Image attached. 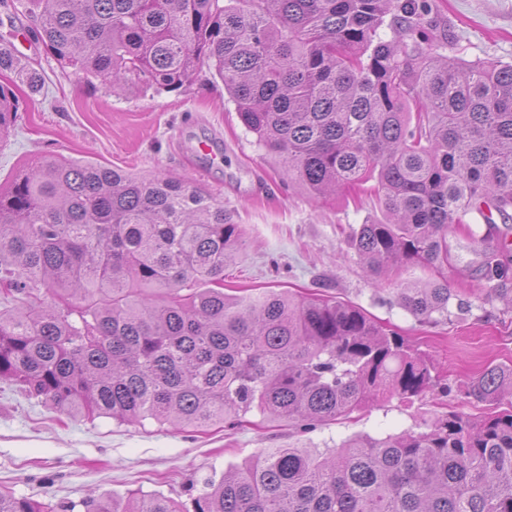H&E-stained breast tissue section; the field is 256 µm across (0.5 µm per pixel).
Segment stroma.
<instances>
[{
	"mask_svg": "<svg viewBox=\"0 0 512 512\" xmlns=\"http://www.w3.org/2000/svg\"><path fill=\"white\" fill-rule=\"evenodd\" d=\"M431 2L433 19L453 37L445 55L512 63V0ZM32 9L29 0H0V40L30 33L36 26ZM19 54L46 83L41 94L21 97L16 123L0 140L1 186L49 154L137 175L184 178L244 227V242L224 272L225 293L266 288L355 304L429 355L445 383L466 381L490 365H512V278L484 279L480 215H467L448 233L447 321L419 322L399 305L397 290L433 278V271L403 266L381 288L348 244L353 228L383 221L374 194L318 200L288 182L245 130L223 83L208 71L177 92L128 94L61 68L41 43ZM195 139L223 152L221 166L192 150ZM450 411L480 418L491 407L459 392L430 391L409 401L382 399L306 434L255 411L238 426L195 431L151 420L130 426L72 417L0 383V488L55 504L141 490L188 505L208 478L252 461L262 449L333 448L355 436L419 431Z\"/></svg>",
	"mask_w": 512,
	"mask_h": 512,
	"instance_id": "stroma-1",
	"label": "stroma"
}]
</instances>
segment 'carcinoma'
Segmentation results:
<instances>
[{"instance_id": "obj_1", "label": "carcinoma", "mask_w": 512, "mask_h": 512, "mask_svg": "<svg viewBox=\"0 0 512 512\" xmlns=\"http://www.w3.org/2000/svg\"><path fill=\"white\" fill-rule=\"evenodd\" d=\"M34 37L63 68L115 89L175 92L207 69L266 156L314 197L376 182L386 219L349 245L378 279L405 264L439 279L400 289L418 320L448 316V230L475 211L506 238L512 64L437 52L429 0H32ZM388 27L385 39L380 30ZM38 71L0 44V72ZM19 101L0 85V135ZM245 232L184 180L45 155L0 187V381L73 416L208 428L257 409L307 433L385 395L457 389L499 406L512 366L452 387L363 309L224 293ZM487 281L512 259L494 251ZM181 512L132 492L58 506L0 489V512ZM193 512H512V407L450 411L419 432L341 447L266 448L211 478Z\"/></svg>"}]
</instances>
